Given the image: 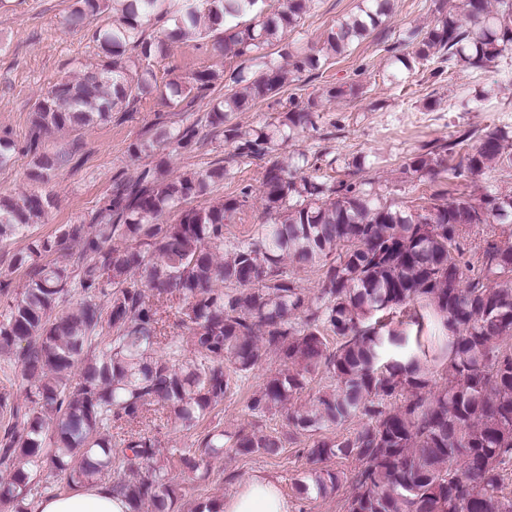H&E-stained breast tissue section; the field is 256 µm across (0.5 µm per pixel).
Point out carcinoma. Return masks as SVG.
I'll return each mask as SVG.
<instances>
[{"label":"carcinoma","mask_w":512,"mask_h":512,"mask_svg":"<svg viewBox=\"0 0 512 512\" xmlns=\"http://www.w3.org/2000/svg\"><path fill=\"white\" fill-rule=\"evenodd\" d=\"M265 3L206 0L202 15L194 0H77L74 27L115 6L120 17L93 33L106 61L55 82L35 102L24 147L32 157L29 179L48 182L68 161L44 147V131L108 122L158 91L149 64L164 56V42L147 38L145 24L167 17V38L211 35L224 54L246 62L298 26L308 0H284L271 14ZM391 10L390 0H362L357 14L328 32L327 53H346ZM437 12L432 26L403 39L412 59L434 64L433 78L454 67L487 68L512 49V0H442ZM249 14V23H236ZM288 59L290 69L270 65L244 91L224 95L208 124L223 126L230 113L276 95L291 73L319 66L302 48ZM222 80L240 84L243 70L198 71L174 96H204ZM313 106H296L251 137L224 130L238 156L266 160L259 194L269 222L256 238L224 250V224L247 206L252 185L197 208L188 201L207 194L224 168L167 177L164 151L192 147L195 120L131 144V156L159 160L133 180L115 179L83 223L37 237L13 255L27 280L14 297L0 280L7 298L0 370L30 388L23 399L0 391V467L9 471L0 481L1 509L35 512L46 495L108 484L128 512L146 504L175 512L170 460L137 425L151 409L188 429L208 421L238 381L273 355L281 369L249 399L251 429L230 434L220 422L209 424L197 449L179 455L181 467L196 471L226 448L242 457L278 455L284 435L261 426L272 412L286 427L309 432L364 417L340 439L313 441L310 482L296 484L299 496L336 493L343 478L328 463L352 458L361 467L345 512H512V496L503 493L512 469V189L478 197L459 191L448 200L435 193L425 205L402 209L379 199L366 180L300 176L314 163L303 156L290 167L273 147L313 125ZM454 154L457 180L512 171V137L500 129L437 141L408 158L405 169L433 181ZM49 206L36 191L0 198V243L45 223ZM166 213L173 222L159 223ZM483 224L500 233L471 241V230ZM315 267L321 287L310 296L295 271ZM170 297L178 299L188 350L166 336ZM322 369L336 385L310 406L290 405Z\"/></svg>","instance_id":"obj_1"}]
</instances>
